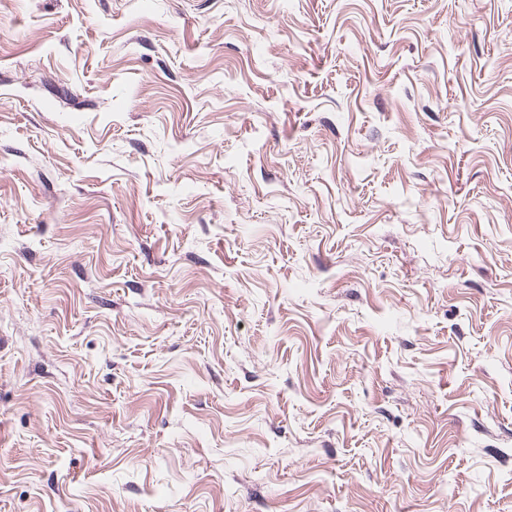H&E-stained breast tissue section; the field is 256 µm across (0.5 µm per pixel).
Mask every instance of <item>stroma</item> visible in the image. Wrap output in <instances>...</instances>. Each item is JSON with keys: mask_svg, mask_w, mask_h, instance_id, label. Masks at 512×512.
<instances>
[{"mask_svg": "<svg viewBox=\"0 0 512 512\" xmlns=\"http://www.w3.org/2000/svg\"><path fill=\"white\" fill-rule=\"evenodd\" d=\"M0 512H512V0H0Z\"/></svg>", "mask_w": 512, "mask_h": 512, "instance_id": "1", "label": "stroma"}]
</instances>
